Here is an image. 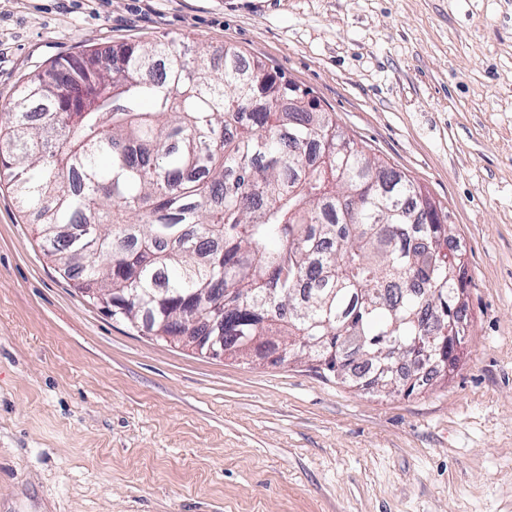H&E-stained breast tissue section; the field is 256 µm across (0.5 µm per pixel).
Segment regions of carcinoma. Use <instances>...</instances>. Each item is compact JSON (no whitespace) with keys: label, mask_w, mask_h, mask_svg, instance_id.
Masks as SVG:
<instances>
[{"label":"carcinoma","mask_w":512,"mask_h":512,"mask_svg":"<svg viewBox=\"0 0 512 512\" xmlns=\"http://www.w3.org/2000/svg\"><path fill=\"white\" fill-rule=\"evenodd\" d=\"M234 46L164 36L57 58L0 117V180L59 271L127 288L110 317L159 328L173 301L224 295V346L292 342L339 378L417 387L384 365L439 348L471 278L455 275L448 215L330 112Z\"/></svg>","instance_id":"1"}]
</instances>
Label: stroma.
I'll use <instances>...</instances> for the list:
<instances>
[{
    "mask_svg": "<svg viewBox=\"0 0 512 512\" xmlns=\"http://www.w3.org/2000/svg\"><path fill=\"white\" fill-rule=\"evenodd\" d=\"M236 46L448 212L459 363L412 396L106 315L0 182V512H512V0H0V110L87 46Z\"/></svg>",
    "mask_w": 512,
    "mask_h": 512,
    "instance_id": "35a3bbf8",
    "label": "stroma"
}]
</instances>
